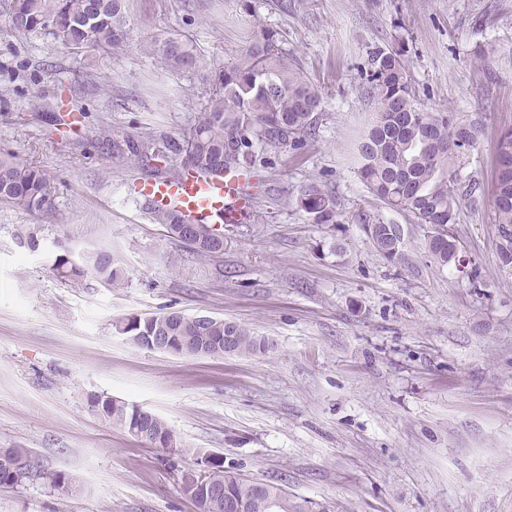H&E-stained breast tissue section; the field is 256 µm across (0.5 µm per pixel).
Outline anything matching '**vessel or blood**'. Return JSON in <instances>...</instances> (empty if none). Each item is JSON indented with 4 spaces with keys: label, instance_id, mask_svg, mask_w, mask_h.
I'll list each match as a JSON object with an SVG mask.
<instances>
[{
    "label": "vessel or blood",
    "instance_id": "1",
    "mask_svg": "<svg viewBox=\"0 0 512 512\" xmlns=\"http://www.w3.org/2000/svg\"><path fill=\"white\" fill-rule=\"evenodd\" d=\"M250 183L251 176L244 171L213 176L189 172L141 181L137 196L149 206L174 209L204 224H236L253 206Z\"/></svg>",
    "mask_w": 512,
    "mask_h": 512
}]
</instances>
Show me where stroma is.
Wrapping results in <instances>:
<instances>
[{
  "mask_svg": "<svg viewBox=\"0 0 512 512\" xmlns=\"http://www.w3.org/2000/svg\"><path fill=\"white\" fill-rule=\"evenodd\" d=\"M10 5L0 0V151L45 170L53 209L0 204V448L41 466L0 486V512H196L181 476L206 455L281 480L320 512H512V270L493 222V142L512 128V0H125L127 44L90 55L14 31ZM263 28L320 92L316 133L264 153L248 219L225 226L217 259L200 258L132 198L150 176L133 150L182 141L215 72ZM170 36L196 47L198 69L163 62ZM380 49L401 53L423 107L482 124L461 172L479 185L456 226L465 270L437 266L419 228L399 263L363 229L410 222L356 172ZM312 183L335 196L341 224L298 206ZM31 232L34 251L20 243ZM64 250L112 254L121 282L61 280ZM171 312L244 325L269 348L176 355L115 328ZM93 395L155 414L179 452L94 415Z\"/></svg>",
  "mask_w": 512,
  "mask_h": 512,
  "instance_id": "35a3bbf8",
  "label": "stroma"
}]
</instances>
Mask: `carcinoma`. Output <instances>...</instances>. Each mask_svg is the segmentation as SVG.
Returning a JSON list of instances; mask_svg holds the SVG:
<instances>
[{
  "instance_id": "carcinoma-1",
  "label": "carcinoma",
  "mask_w": 512,
  "mask_h": 512,
  "mask_svg": "<svg viewBox=\"0 0 512 512\" xmlns=\"http://www.w3.org/2000/svg\"><path fill=\"white\" fill-rule=\"evenodd\" d=\"M22 24H16V21ZM9 26L17 31L38 32L68 49L84 52L112 50L128 40L122 0H12ZM164 62L176 69L197 65L193 46L179 37H169L160 45ZM215 98L185 136L184 165L169 173L176 177L189 171L209 172L235 169L249 171L258 161L257 146L275 150L299 148L312 135L314 114L322 110L318 90L296 69L290 67L278 48L273 30L261 31L245 48L240 61L213 76ZM375 104L370 125L358 146V176L368 192L384 204L405 212L418 226L438 225L424 235L434 263L454 264L460 247L455 224L461 201L479 189L475 182H460L464 150L478 142L480 122L456 112H428L415 97L406 65L397 52L377 53L366 88ZM497 176L494 193V224L497 226V254L502 266L512 268V129L501 132L493 144ZM0 202L30 213L52 211L51 185L38 167L0 155ZM302 210L315 224H338L336 198L315 185L304 187L298 197ZM153 218L177 239L189 218L155 210ZM369 238L393 235L397 246L380 251L387 260L402 257L403 236L395 225L375 222L364 225ZM186 246L196 256L215 259L224 251V239L203 224L196 225L195 237ZM55 270L66 279L78 280L93 272L114 285L122 271L110 254L99 253L80 261L60 254ZM120 334L134 337L133 344L149 349L154 336H178L189 348L210 349L225 334L224 321L208 324L197 316L167 313L141 319L128 318L116 325ZM241 354H257L268 349L265 338L237 325ZM89 410L123 427L138 439L174 438L163 420L144 409L135 408L107 396L93 395ZM38 470V464L24 448H0V485H19ZM209 478L234 495L251 490L252 482L233 468L224 467V458L209 461ZM264 493L279 497L280 512H311L313 502L297 501L283 485L263 483ZM200 512H224V500L208 498L201 491L193 496Z\"/></svg>"
}]
</instances>
